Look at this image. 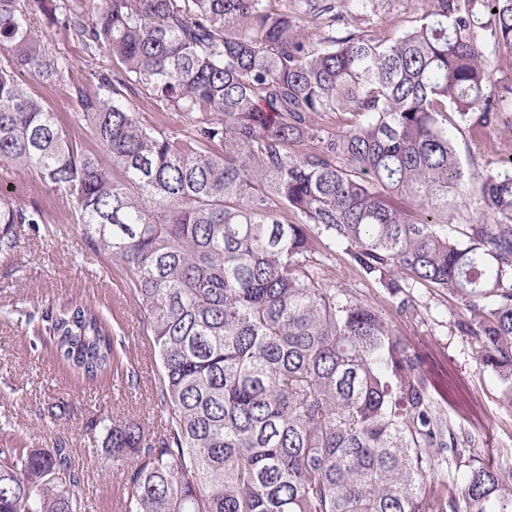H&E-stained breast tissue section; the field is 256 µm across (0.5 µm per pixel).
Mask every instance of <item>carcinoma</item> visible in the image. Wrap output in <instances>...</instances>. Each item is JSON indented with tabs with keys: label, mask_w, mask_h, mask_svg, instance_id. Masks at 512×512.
Instances as JSON below:
<instances>
[{
	"label": "carcinoma",
	"mask_w": 512,
	"mask_h": 512,
	"mask_svg": "<svg viewBox=\"0 0 512 512\" xmlns=\"http://www.w3.org/2000/svg\"><path fill=\"white\" fill-rule=\"evenodd\" d=\"M26 2L0 0V162L60 192L92 250L121 259L160 360L168 426L118 420L103 441L128 464L125 512H512V472L460 446L416 351L306 263L325 236L393 296L450 291L512 408V170L481 184L493 223L455 231L464 175L438 120L512 127V0H436L394 41L336 36L327 0H306L328 15L316 41L288 0H44L86 50L111 54L94 94ZM25 71L76 99L95 147ZM135 86L187 130L139 121ZM327 112L357 122L330 132L314 123ZM40 223L1 194L0 254ZM26 324L78 375L136 386L94 306L49 303ZM80 483L62 443L0 448V512H81Z\"/></svg>",
	"instance_id": "1"
}]
</instances>
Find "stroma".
Masks as SVG:
<instances>
[{
	"instance_id": "1",
	"label": "stroma",
	"mask_w": 512,
	"mask_h": 512,
	"mask_svg": "<svg viewBox=\"0 0 512 512\" xmlns=\"http://www.w3.org/2000/svg\"><path fill=\"white\" fill-rule=\"evenodd\" d=\"M435 0H368L352 11L348 0H336V14L350 28L394 39L433 10ZM32 26L45 43L71 64L75 77L95 89L99 75L110 73L107 52L87 53L60 24L50 22L37 0L30 5ZM24 81L54 112L72 139L90 142L85 126L74 120L75 99L59 86L32 74ZM453 143L464 173L467 195H475L488 171L512 160V130L499 128L472 137L453 131ZM0 193L16 203L39 207V233L24 230L9 256L0 255V444L22 442L50 448L65 441L82 474L76 490L86 512H120L126 499L124 465L105 457L100 438L106 425L124 419L144 423L159 432L168 423L169 409L156 394L158 356L147 333L145 306L135 297L120 259L92 253L72 205L31 171L0 164ZM307 265L337 292L375 306L392 331L421 356L435 402L466 448L495 469L512 471V409L500 402L496 376L481 369L475 341L459 331L462 314L457 299L445 289L413 285L412 306L401 308L380 284L358 273L344 246L320 239ZM67 300L99 308L120 340L123 366L135 368L138 386L122 390L109 378L94 382L75 375L60 361L50 342L32 343L18 311Z\"/></svg>"
}]
</instances>
